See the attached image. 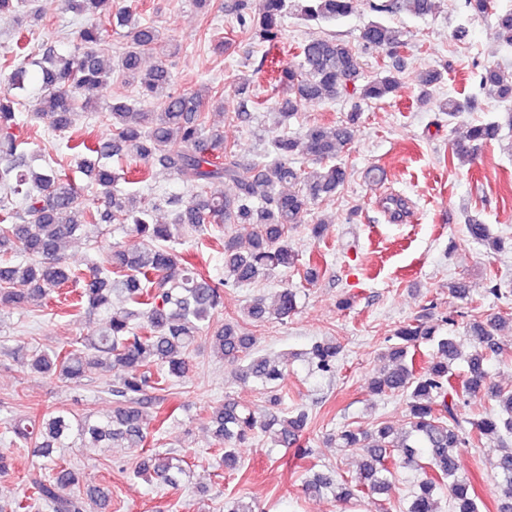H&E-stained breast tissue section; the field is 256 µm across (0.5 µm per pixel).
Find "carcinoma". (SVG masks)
Returning a JSON list of instances; mask_svg holds the SVG:
<instances>
[{
	"instance_id": "1",
	"label": "carcinoma",
	"mask_w": 512,
	"mask_h": 512,
	"mask_svg": "<svg viewBox=\"0 0 512 512\" xmlns=\"http://www.w3.org/2000/svg\"><path fill=\"white\" fill-rule=\"evenodd\" d=\"M67 2L78 15L112 17V0ZM368 5L376 14L426 15L433 7L432 0H368ZM232 9L241 32L273 47L281 41L287 14L294 12L306 21L336 19L347 15L352 3L234 0ZM7 16L18 25L22 17L29 18L31 25L25 30L31 35L32 24L40 18L35 0L26 4L0 0V18ZM496 24L500 38L512 44V12L497 15ZM120 26L125 50L112 67H106L97 50L105 42L107 30L91 23L72 32V48L66 51L49 41L38 43L36 50L14 66L9 89L0 92V306L41 308L55 289L77 288L76 304L106 315L104 325L78 346L70 343L33 356L30 370L54 376L68 386L80 384L101 367L121 371L112 387V413L107 416L76 418L58 409L39 416L18 414L10 420L14 438L33 447L43 459L40 475L30 482L31 494L17 499L13 512H32L37 505L49 512H84L82 502L68 493L78 477L67 462L53 456L56 448L145 447L149 393L163 391L186 377L190 354L222 306L224 289L250 285L296 266L299 254L290 246L288 230L302 223L310 203L333 198L344 186L346 169L334 159L351 141L352 126L361 118L356 104L346 123L313 125L301 138L277 136L267 148L270 160L245 164L237 159L235 145L224 140V131L207 126L202 107L210 95L175 89L171 72L161 62L144 67L146 55L164 49L172 52L175 47L144 23L132 7L121 12ZM361 41L364 48L389 55L407 45L402 29L378 21L364 29ZM297 57V64H279L273 70L274 85L286 93L275 112L279 126L288 123L307 102L334 100L349 92L362 101H380L399 89V77L389 68L372 80H363L356 49L333 37L302 41ZM114 71L135 83L141 98L156 102V106L145 109L114 99L100 113V121L111 127L112 136L71 146L81 156L78 169L104 199V209L91 214L58 162L37 168L31 164L26 147L14 133L21 105L15 91H28L31 77L38 74L36 114L52 130L61 132L74 124L78 96H83V109L100 103ZM441 79L438 69L421 73L419 100H428ZM481 81L490 94L512 98V83L498 69L485 68ZM237 95V107L224 113L230 123L246 120L248 105L259 106L251 100L247 86H238ZM469 108V101L457 98L439 103V111L450 117ZM499 129L497 121L471 126L466 138L454 143L453 154L473 160L484 144L496 139ZM299 154L313 167L307 171L296 167L294 156ZM112 156H130L173 171L191 189V200L167 201L173 219L166 224L154 222L151 213L157 204L115 189L119 173L104 162ZM217 183L232 184L234 192L212 190ZM111 220L131 226L142 239L141 248L128 252L114 246L90 266L87 275L70 268L64 256L66 244L80 235L90 237L99 224ZM205 224L256 227L246 246L232 236L224 239V275L218 279L198 273L195 265L172 247L202 231ZM468 231L475 241L502 249V242L491 238L479 219H469ZM19 283L27 286L26 291L16 290ZM114 295L123 297L129 308L112 310ZM296 307V291L285 287L270 304L263 297L252 300L242 316L262 323L272 316L286 317ZM432 319L433 314L426 312L400 326L389 347L388 364L370 380L371 389L378 394L406 396L404 431L398 433L383 422L369 429L343 427L336 440L343 448L361 452L359 470L351 476L332 470L316 472L304 482V494L317 497L329 492L338 501L365 492L382 495L399 467L419 472L403 512H482L462 473L461 449L478 448L485 439L512 436V388L493 383L484 367L488 357L501 353L497 334L505 327L512 328V317L496 316L473 326L468 373L460 383L451 369L461 355L459 345L453 336L438 335L439 325ZM209 340L217 357L239 366L242 381L261 386L269 405L262 416L231 402L211 411L212 434L223 451L220 467L227 471L240 468L239 448L257 429L269 434L275 447H301L308 413L297 410L284 416L277 412L286 396L280 381L288 372L290 358L253 352V337L233 320L214 330ZM428 342L436 344L437 352L418 369L417 347ZM339 353L340 346L329 339L314 343L305 358L315 371L330 373L336 369ZM479 395L495 401L497 410L469 423L461 420L459 405ZM493 468L500 478L499 512H512L511 447L495 459ZM136 474L175 485L184 469L179 458L151 452L142 457ZM444 490L448 499L443 502L439 493Z\"/></svg>"
}]
</instances>
